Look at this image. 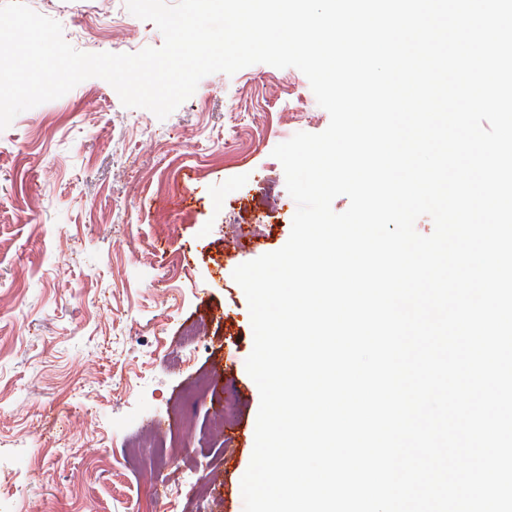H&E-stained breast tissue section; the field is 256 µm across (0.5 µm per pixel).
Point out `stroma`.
Masks as SVG:
<instances>
[{
  "label": "stroma",
  "instance_id": "stroma-1",
  "mask_svg": "<svg viewBox=\"0 0 512 512\" xmlns=\"http://www.w3.org/2000/svg\"><path fill=\"white\" fill-rule=\"evenodd\" d=\"M76 50L160 47L125 0H26ZM330 122L297 68L165 120L90 78L0 131V512H244L259 391L236 265L297 205L273 149ZM224 393L185 397L203 373Z\"/></svg>",
  "mask_w": 512,
  "mask_h": 512
}]
</instances>
